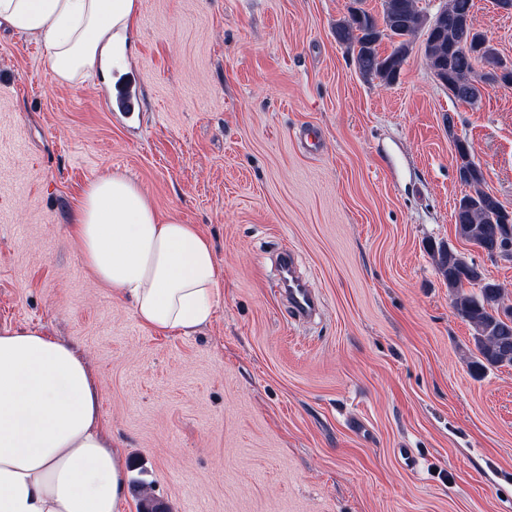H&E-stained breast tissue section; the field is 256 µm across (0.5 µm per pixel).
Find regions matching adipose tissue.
Wrapping results in <instances>:
<instances>
[{
	"label": "adipose tissue",
	"mask_w": 512,
	"mask_h": 512,
	"mask_svg": "<svg viewBox=\"0 0 512 512\" xmlns=\"http://www.w3.org/2000/svg\"><path fill=\"white\" fill-rule=\"evenodd\" d=\"M139 0H0V25L39 38L53 80L107 76ZM86 266L160 333L188 336L219 297L213 248L194 225L162 216L113 171L89 182L74 217ZM126 473L101 429L95 381L67 342L0 328V512H121Z\"/></svg>",
	"instance_id": "ef3b65f1"
}]
</instances>
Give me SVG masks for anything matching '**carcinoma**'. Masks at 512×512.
I'll list each match as a JSON object with an SVG mask.
<instances>
[{"label":"carcinoma","instance_id":"cac0c4a2","mask_svg":"<svg viewBox=\"0 0 512 512\" xmlns=\"http://www.w3.org/2000/svg\"><path fill=\"white\" fill-rule=\"evenodd\" d=\"M358 2L361 14L337 20L334 34L364 78L384 85L394 83L409 56L406 46L422 34L427 65L439 84L458 101L473 104L478 100L476 65L500 58L492 47L480 55L461 51V45L479 40L478 33L461 24L473 13V0H447L433 21L418 0H383L380 15L365 7L366 0ZM370 35L377 43L390 42V52L382 54L378 47L366 46ZM463 181L470 192L455 208L456 235L490 258L512 249V213L482 189L480 169L470 170ZM437 266L448 282L455 311L473 329V371L481 374L489 367L512 365V305H504V292L493 288L477 265L459 263L449 250L437 251ZM467 284L478 291L464 290Z\"/></svg>","mask_w":512,"mask_h":512}]
</instances>
